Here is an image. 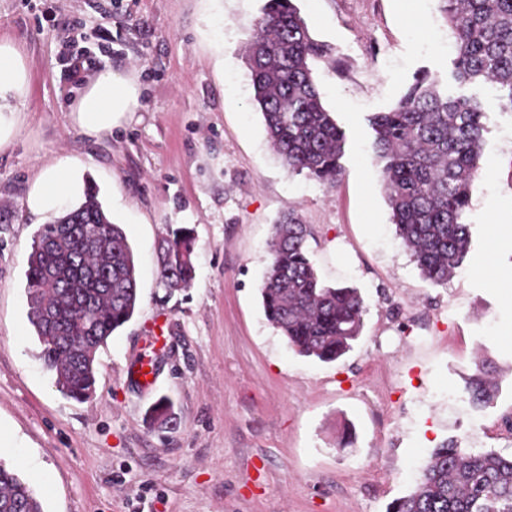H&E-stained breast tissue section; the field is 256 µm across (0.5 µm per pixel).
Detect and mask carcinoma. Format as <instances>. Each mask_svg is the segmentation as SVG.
<instances>
[{"instance_id": "carcinoma-1", "label": "carcinoma", "mask_w": 512, "mask_h": 512, "mask_svg": "<svg viewBox=\"0 0 512 512\" xmlns=\"http://www.w3.org/2000/svg\"><path fill=\"white\" fill-rule=\"evenodd\" d=\"M455 39V76L487 83L512 110V0H440ZM294 0H266L246 50L253 100L269 140L288 170L336 186L345 132L323 104L311 65L328 57ZM483 103L440 92L418 73L397 106L370 118L373 150L396 235L424 278L443 284L470 246L471 188L484 144ZM308 230L294 213L273 226L259 292L268 323L297 355L330 363L361 333L359 291L320 283L307 248ZM194 239L182 228L159 248L158 277L170 291L191 286ZM28 320L55 386L78 401L96 394L95 360L134 315L138 280L131 246L90 188L76 206L45 224L26 271ZM474 406L491 402L489 371L470 379ZM0 512H44L30 484L0 463ZM388 512H512V456L468 451L450 440L420 467L413 489Z\"/></svg>"}]
</instances>
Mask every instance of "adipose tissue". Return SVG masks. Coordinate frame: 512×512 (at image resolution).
<instances>
[{
    "label": "adipose tissue",
    "instance_id": "1",
    "mask_svg": "<svg viewBox=\"0 0 512 512\" xmlns=\"http://www.w3.org/2000/svg\"><path fill=\"white\" fill-rule=\"evenodd\" d=\"M24 87L25 71L20 53L15 47L0 43V147L10 142L18 121L8 96L22 93ZM138 97V90L129 78L105 70L78 100L72 116L86 135L96 137L111 131L126 113L134 111ZM80 188V182L65 166H50L32 185L27 206L35 214L54 210Z\"/></svg>",
    "mask_w": 512,
    "mask_h": 512
}]
</instances>
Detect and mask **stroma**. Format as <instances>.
I'll return each mask as SVG.
<instances>
[{
  "mask_svg": "<svg viewBox=\"0 0 512 512\" xmlns=\"http://www.w3.org/2000/svg\"><path fill=\"white\" fill-rule=\"evenodd\" d=\"M265 0H0V42L27 90L0 150V463L44 512H386L442 442L512 454V111L455 80L439 0H296L332 56L313 63L346 135L335 187L289 172L252 101L243 47ZM82 19L71 28V19ZM90 55L95 69L77 71ZM132 76L139 106L112 131L72 117L96 70ZM485 105L479 175L464 221L469 252L446 283L426 280L395 233L373 160L374 113L413 76ZM66 160L132 247L139 304L100 348L93 400L58 391L30 325L27 257L55 213L31 185ZM297 213L321 281L361 293L363 328L341 360L297 355L258 288L279 217ZM186 227L196 276L171 293L158 245ZM136 362L155 382H130ZM493 366V400L467 390Z\"/></svg>",
  "mask_w": 512,
  "mask_h": 512,
  "instance_id": "35a3bbf8",
  "label": "stroma"
}]
</instances>
